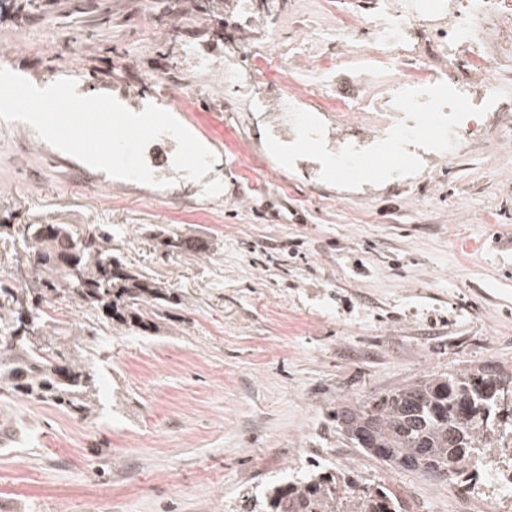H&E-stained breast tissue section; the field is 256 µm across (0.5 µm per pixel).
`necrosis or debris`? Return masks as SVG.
I'll list each match as a JSON object with an SVG mask.
<instances>
[{
	"mask_svg": "<svg viewBox=\"0 0 512 512\" xmlns=\"http://www.w3.org/2000/svg\"><path fill=\"white\" fill-rule=\"evenodd\" d=\"M482 18L495 22L498 34L505 39L504 50L512 53V0H375L348 27V47L370 70L388 71L414 59L418 65L413 72L387 79L376 95L366 92L348 99L330 98L326 95L328 85L336 69L348 62L347 57L340 56L316 66L310 80L292 88L282 102L312 110L322 119H334L340 127L367 126L375 141L384 138L401 119L392 96L403 88L444 82L465 94L471 104L484 105L493 87L477 79L485 72L489 55L486 37L474 26L475 20ZM423 28L437 36L441 52L448 58L447 66H433L428 54L418 53L416 40ZM288 54V49H279L274 59H286ZM271 60L259 58L250 66L225 60L224 77L243 99L262 103L261 78L270 71Z\"/></svg>",
	"mask_w": 512,
	"mask_h": 512,
	"instance_id": "4bbe7bcc",
	"label": "necrosis or debris"
}]
</instances>
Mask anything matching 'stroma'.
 <instances>
[{"label":"stroma","instance_id":"stroma-1","mask_svg":"<svg viewBox=\"0 0 512 512\" xmlns=\"http://www.w3.org/2000/svg\"><path fill=\"white\" fill-rule=\"evenodd\" d=\"M17 0L0 67L39 87L75 80L129 110L173 114L217 161L174 170L175 140L145 159L166 186L115 179L0 120V278L26 224L109 233L113 254L179 298L130 331L88 308L57 314L100 349V391L73 415L0 388V512H242L246 496L317 461L397 487L411 512H512L496 484L466 490L393 470L339 435L337 407L426 373L512 367V145L485 138L403 181L344 190L319 162L279 165L265 130L302 71L330 56L356 0ZM297 56L255 112L218 67L270 48ZM189 240L166 251L163 238Z\"/></svg>","mask_w":512,"mask_h":512}]
</instances>
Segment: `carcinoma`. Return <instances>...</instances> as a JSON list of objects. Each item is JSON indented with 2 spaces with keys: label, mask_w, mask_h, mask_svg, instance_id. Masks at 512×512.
I'll use <instances>...</instances> for the list:
<instances>
[{
  "label": "carcinoma",
  "mask_w": 512,
  "mask_h": 512,
  "mask_svg": "<svg viewBox=\"0 0 512 512\" xmlns=\"http://www.w3.org/2000/svg\"><path fill=\"white\" fill-rule=\"evenodd\" d=\"M23 285L0 280V381L33 401L72 414L90 411L99 388L92 344L65 351L62 325L46 304L66 300L95 311L99 319L129 330L163 318L176 297L127 267L107 238H74L65 224H25ZM512 388V368L492 362L448 374H426L334 413L341 435L371 458L393 468L442 481L477 486L489 481L479 467L490 459L512 472V409L498 399ZM248 512H409L400 492L364 482L350 469L317 464L274 482Z\"/></svg>",
  "instance_id": "obj_1"
}]
</instances>
